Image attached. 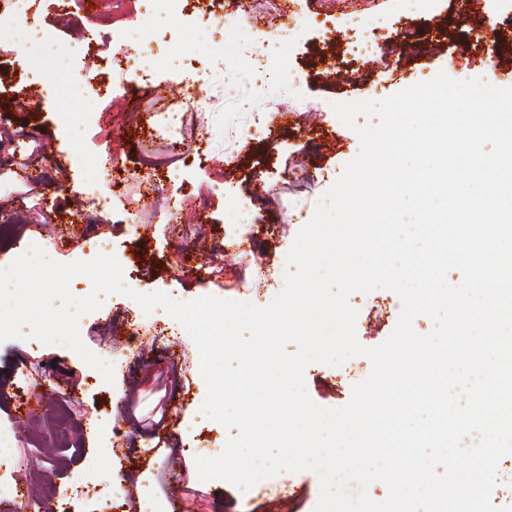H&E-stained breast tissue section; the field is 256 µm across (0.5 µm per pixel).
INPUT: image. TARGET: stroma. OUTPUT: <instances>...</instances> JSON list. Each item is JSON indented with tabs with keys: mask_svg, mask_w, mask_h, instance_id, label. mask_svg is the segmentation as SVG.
Returning a JSON list of instances; mask_svg holds the SVG:
<instances>
[{
	"mask_svg": "<svg viewBox=\"0 0 512 512\" xmlns=\"http://www.w3.org/2000/svg\"><path fill=\"white\" fill-rule=\"evenodd\" d=\"M53 6L54 0L23 5L32 27L56 37L55 44L42 45L41 63L29 61L21 46L0 55V157L28 144L26 165L0 170V220L24 215L16 220L14 242L0 246V266L10 265L19 245L29 241L53 246L60 263L91 260L104 241L130 293L102 296L101 307L79 320L87 349L115 360L114 383L67 346L28 336L0 342V428L14 445L8 470L0 473V500L21 503L27 512H40L46 496L56 512H103L109 499L126 512L144 503L158 512H314L320 479L312 471L280 473L249 495L220 479H199L196 457L213 456L238 430L201 412L207 387L192 337L173 343L134 334L140 307L130 294L237 299L241 271L224 248L227 225L248 223L247 234L266 262L278 264L360 151L357 134L338 119L333 103L379 102L441 72L459 81L481 79L489 66L499 87H512V50L499 49L501 34L512 31V0H476L464 24L455 0H422L409 14L396 0H298L289 19L257 4L223 30L199 12L178 25L140 14L137 0L122 8L98 0L92 17L84 15L81 0H73L65 20ZM353 16L375 31L387 62L354 51L346 33ZM103 18L109 29L124 33L130 50L146 44L168 49L166 68L134 79L127 96L92 92L73 100L65 89L81 77L85 50L65 58L55 45L71 41L74 27L99 30ZM289 20L302 31L299 41L282 54L270 48L254 54L257 31L283 29ZM405 26L418 31L420 50L399 48ZM32 72L43 92L36 108L23 111L13 94ZM202 77L212 82L214 98L203 112L184 105L179 139L200 147L208 162L199 165L193 153L173 159L171 177L182 192L178 211L152 223L131 222L128 211L140 189L131 179L119 186L125 208L79 220L80 193L93 179L96 152L110 150L130 166L147 152L167 154L169 143L158 134L162 118L149 97L167 83L169 98L179 100L182 85ZM274 102L288 104V111H271ZM308 102L315 111L305 110ZM254 198L267 202L256 225L240 210ZM348 302L358 312L356 334L364 346L380 345L397 325L401 302L393 291L355 292ZM371 369L364 356L338 366L310 364L307 393L319 406L343 407ZM60 380L73 381L75 397L54 392ZM36 382L44 409L18 425L15 410L30 399ZM62 404L69 406L71 421L60 430ZM116 442L123 445L120 454L111 465L100 464L101 449ZM175 463L184 472L178 489L168 480ZM117 468L127 475L119 486L112 482ZM23 482L33 493L22 500L16 487Z\"/></svg>",
	"mask_w": 512,
	"mask_h": 512,
	"instance_id": "35a3bbf8",
	"label": "stroma"
}]
</instances>
